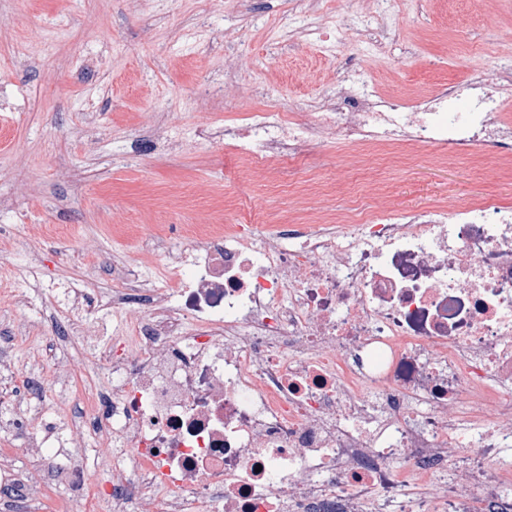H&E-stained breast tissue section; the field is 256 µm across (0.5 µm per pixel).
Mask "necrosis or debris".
Returning <instances> with one entry per match:
<instances>
[{"label":"necrosis or debris","instance_id":"4bbe7bcc","mask_svg":"<svg viewBox=\"0 0 512 512\" xmlns=\"http://www.w3.org/2000/svg\"><path fill=\"white\" fill-rule=\"evenodd\" d=\"M389 4L345 0L338 32L411 53ZM324 81L288 111L225 121V146L277 166L332 139L512 151V34L461 84L401 96L351 67ZM185 238L159 253L164 285L138 275L108 300L62 287L60 336L112 307L132 327L93 359L112 377L89 402L112 512H512V468L484 466L512 457L511 205L194 224ZM43 399L30 382L0 431L45 446ZM49 493L0 455V512Z\"/></svg>","mask_w":512,"mask_h":512}]
</instances>
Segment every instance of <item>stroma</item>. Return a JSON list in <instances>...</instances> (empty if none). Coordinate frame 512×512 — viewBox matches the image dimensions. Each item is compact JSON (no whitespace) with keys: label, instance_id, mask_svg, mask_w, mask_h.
Segmentation results:
<instances>
[{"label":"stroma","instance_id":"1","mask_svg":"<svg viewBox=\"0 0 512 512\" xmlns=\"http://www.w3.org/2000/svg\"><path fill=\"white\" fill-rule=\"evenodd\" d=\"M244 5L249 17L237 22L225 0H157L144 16L126 0H0V11L15 19L0 43V200L10 204L0 210V363L11 366L14 387L35 376L50 390L46 421L59 425L77 413L75 393H54L65 363H86L73 379L80 389L108 382L89 363L87 339L98 323L84 325L86 341L56 339L55 286L81 279L108 295L119 285L117 268L155 271L160 259L142 249L138 233H159L177 247L184 228L209 215L226 227L332 223L352 216L357 199L391 210L490 195L512 205V161L457 159L445 148L426 158L332 141L292 175L243 164L222 140L195 134L204 109L217 127L239 112L263 105L284 112L294 98L324 95L320 76L333 62L362 66L396 92L464 81L496 54L493 33L501 16H512V0H495L485 12L470 0H434L427 10L400 0L397 22L420 55L398 62L364 57L349 41L336 58L323 53L317 34L333 26L339 0H325L303 43L277 37L284 0ZM231 24L247 65L228 97L212 82L223 59L200 53ZM98 52L99 74L87 73L85 58ZM260 85L268 98L254 97ZM17 288L28 306L14 304ZM15 465L56 490L26 512H58L71 497L48 449H27Z\"/></svg>","mask_w":512,"mask_h":512}]
</instances>
